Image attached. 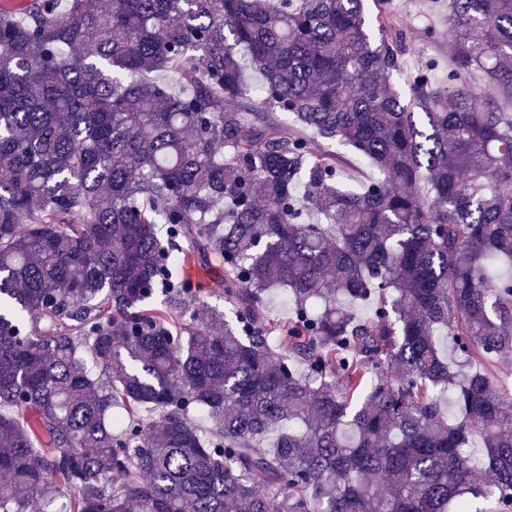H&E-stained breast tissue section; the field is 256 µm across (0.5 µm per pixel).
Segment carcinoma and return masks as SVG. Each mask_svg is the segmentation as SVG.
<instances>
[{
  "label": "carcinoma",
  "instance_id": "carcinoma-1",
  "mask_svg": "<svg viewBox=\"0 0 512 512\" xmlns=\"http://www.w3.org/2000/svg\"><path fill=\"white\" fill-rule=\"evenodd\" d=\"M388 2L0 0V512H512V0ZM431 1L392 0L391 3L390 23L413 33L412 48L404 56L401 73L396 76L403 90L408 89L411 74L430 60L437 62L441 69L448 67V36L444 35L448 28L447 22L444 16L436 11ZM432 29L438 33L435 39H429L425 34ZM423 49L427 50L422 53ZM413 50L414 53L410 57ZM415 56L419 57L417 64L412 61ZM320 147L338 151L345 156L347 161V170L342 177L346 181L362 183V181H364L366 177L373 172L372 167L365 159L358 156L357 154L352 153L347 148L337 147L336 143L330 144L324 141L320 142ZM222 275H224V264L213 256L207 262L195 260L178 267L175 271V277L191 285L199 301L229 314L228 307L224 305V298L215 291ZM472 369H484L489 374L504 384L512 386V352L506 353L494 360V362L477 363Z\"/></svg>",
  "mask_w": 512,
  "mask_h": 512
}]
</instances>
